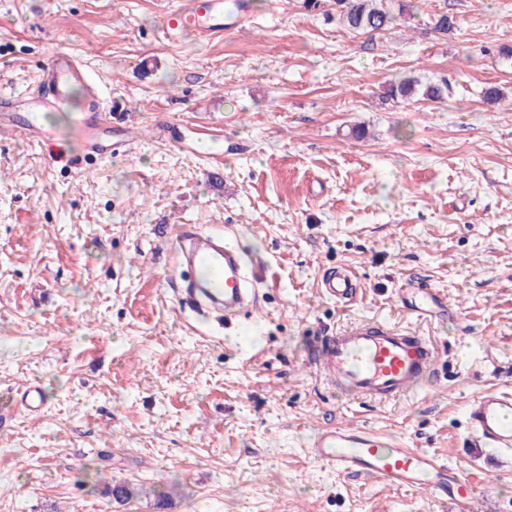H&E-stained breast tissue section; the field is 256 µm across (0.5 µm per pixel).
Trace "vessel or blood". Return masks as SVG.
I'll return each instance as SVG.
<instances>
[{
	"label": "vessel or blood",
	"instance_id": "vessel-or-blood-1",
	"mask_svg": "<svg viewBox=\"0 0 512 512\" xmlns=\"http://www.w3.org/2000/svg\"><path fill=\"white\" fill-rule=\"evenodd\" d=\"M250 15L249 0H234L225 10L224 0H187L164 16L161 32L170 41L191 29L205 37L223 35L241 26ZM83 87L88 103L71 112V90ZM70 112L69 132L85 156L108 158L117 150L122 126L107 122L100 110V89L84 64L66 52L51 54L36 83L21 96L0 93V127L15 137L40 145L57 142L53 113ZM169 242L193 275L185 292L200 308L225 315L251 306L257 274L247 272L240 255L225 245L223 236L204 235L189 225L174 226ZM322 292L340 303L356 295L355 277L337 269L324 275ZM399 296L415 317H433L448 308L445 299L414 279L405 280ZM311 358L325 377L351 396L382 400L402 397L430 380L438 354L433 342L384 320H363L331 336L316 337ZM512 392L498 390L480 396L468 408L466 423L477 442L501 451L512 449ZM311 458L336 472L367 477L397 489L429 490L457 504L460 512L471 505L473 483L460 480L455 468L435 454L411 448L374 430L342 423L319 429L309 444Z\"/></svg>",
	"mask_w": 512,
	"mask_h": 512
}]
</instances>
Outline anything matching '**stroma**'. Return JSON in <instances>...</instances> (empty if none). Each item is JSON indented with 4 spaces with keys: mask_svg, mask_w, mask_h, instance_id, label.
Instances as JSON below:
<instances>
[{
    "mask_svg": "<svg viewBox=\"0 0 512 512\" xmlns=\"http://www.w3.org/2000/svg\"><path fill=\"white\" fill-rule=\"evenodd\" d=\"M181 2L0 0V89L23 94L68 52L139 135L97 161L68 140L53 162L0 132V505L457 512L316 463L312 435L342 422L451 464L475 483L469 512H512V453L479 446L465 419L485 391H512V0H394L403 13L372 33L333 0H251L222 38L166 41ZM443 13L454 32L435 31ZM408 76L448 82L447 99L382 100ZM203 127L218 182L187 149ZM178 224L222 228L267 266L252 314L208 323L184 307L167 279ZM336 267L356 274L344 305L320 293ZM408 278L453 315H407ZM367 317L433 339L438 383L381 402L336 389L309 340ZM29 383L41 411L20 404Z\"/></svg>",
    "mask_w": 512,
    "mask_h": 512,
    "instance_id": "obj_1",
    "label": "stroma"
}]
</instances>
